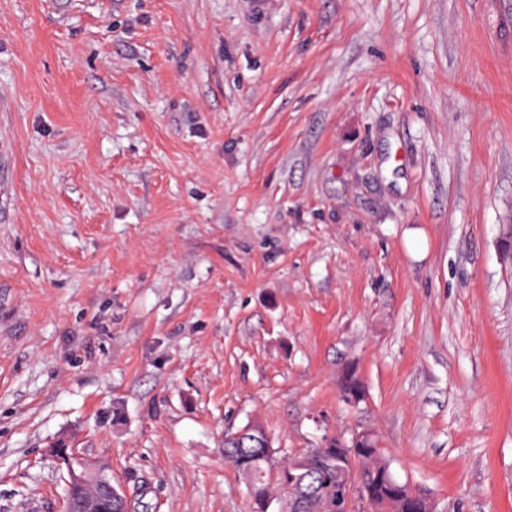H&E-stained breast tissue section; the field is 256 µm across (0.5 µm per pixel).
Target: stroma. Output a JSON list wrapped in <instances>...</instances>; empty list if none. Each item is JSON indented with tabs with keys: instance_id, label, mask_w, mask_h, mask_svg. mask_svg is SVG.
Instances as JSON below:
<instances>
[{
	"instance_id": "obj_1",
	"label": "stroma",
	"mask_w": 512,
	"mask_h": 512,
	"mask_svg": "<svg viewBox=\"0 0 512 512\" xmlns=\"http://www.w3.org/2000/svg\"><path fill=\"white\" fill-rule=\"evenodd\" d=\"M509 224L512 0H0V512H252L253 423L512 512ZM53 456L62 467L65 465L66 483L80 499V512H112V493L119 497L118 487L112 484V472L106 464H89L82 461L81 466L74 467L55 450Z\"/></svg>"
}]
</instances>
